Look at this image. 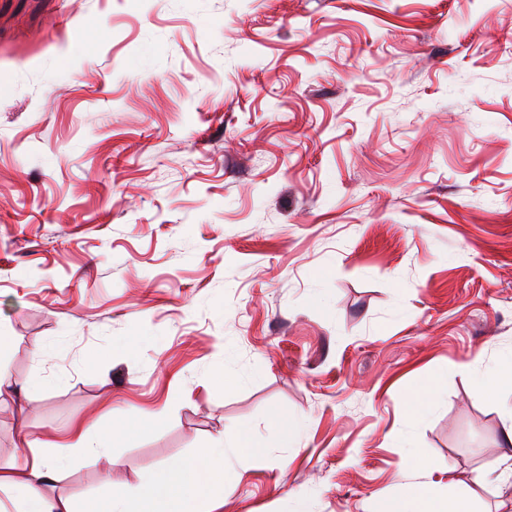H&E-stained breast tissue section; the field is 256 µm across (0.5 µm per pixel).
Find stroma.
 Segmentation results:
<instances>
[{"mask_svg":"<svg viewBox=\"0 0 512 512\" xmlns=\"http://www.w3.org/2000/svg\"><path fill=\"white\" fill-rule=\"evenodd\" d=\"M0 337L76 512L240 431L218 512H496L512 0H0ZM437 381L438 379L436 378L428 385L421 387L408 399L407 415L411 420H414L426 413L434 403ZM453 486V481H448L446 488L416 489L402 485L392 512H478L470 494L455 490Z\"/></svg>","mask_w":512,"mask_h":512,"instance_id":"stroma-1","label":"stroma"}]
</instances>
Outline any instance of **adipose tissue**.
<instances>
[{
	"mask_svg": "<svg viewBox=\"0 0 512 512\" xmlns=\"http://www.w3.org/2000/svg\"><path fill=\"white\" fill-rule=\"evenodd\" d=\"M20 441L30 448L31 461L17 465L0 461V488L16 492L22 505L20 512H73L69 498L50 497L43 488L55 482L75 457L107 455L100 441L88 430L76 427L61 441L60 452L50 449L51 443L22 433ZM248 434H236L225 446L202 449L191 462H176L155 472L149 485L133 487L111 497L105 512H129L133 500L171 491L179 492L178 512H215L220 505L216 493L224 471L233 461L245 454H255ZM393 512H478L475 500L453 486H431L416 489L402 486Z\"/></svg>",
	"mask_w": 512,
	"mask_h": 512,
	"instance_id": "ef3b65f1",
	"label": "adipose tissue"
}]
</instances>
